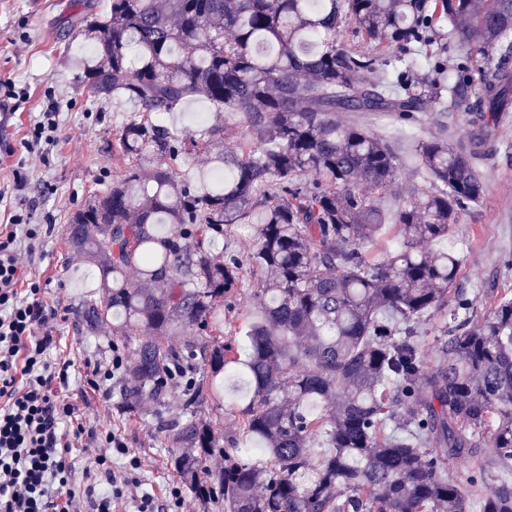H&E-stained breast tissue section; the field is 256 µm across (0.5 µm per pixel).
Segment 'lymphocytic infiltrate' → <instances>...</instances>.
Returning <instances> with one entry per match:
<instances>
[{
  "instance_id": "f902f5d3",
  "label": "lymphocytic infiltrate",
  "mask_w": 512,
  "mask_h": 512,
  "mask_svg": "<svg viewBox=\"0 0 512 512\" xmlns=\"http://www.w3.org/2000/svg\"><path fill=\"white\" fill-rule=\"evenodd\" d=\"M58 130V103L49 93L21 145L28 155L46 156L59 142ZM28 190L27 175L15 172L12 196L0 208V512H115L129 498L137 512H159L154 496L140 489L139 463L127 458L124 441L88 431L67 396L73 361L46 355L58 311L45 302L46 283L20 259V242L39 236L24 206ZM91 447L105 485L81 491L72 457ZM119 457L125 464L117 473Z\"/></svg>"
}]
</instances>
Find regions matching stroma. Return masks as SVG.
Wrapping results in <instances>:
<instances>
[{"label":"stroma","instance_id":"35a3bbf8","mask_svg":"<svg viewBox=\"0 0 512 512\" xmlns=\"http://www.w3.org/2000/svg\"><path fill=\"white\" fill-rule=\"evenodd\" d=\"M106 2L0 0V82L13 80L28 92L16 119L0 126V142L19 147L30 118L42 108L45 92L55 95L61 112L58 145L46 160H30L26 168L31 183L26 206L32 223L41 227L32 272L47 282V303L62 314L55 325L56 346L51 354L75 363L68 394L75 399L83 422L93 430L120 435L129 456L140 462L143 490L154 496L160 512H169V488L181 481L174 462L182 449L159 432L149 410L121 399L119 379L103 382L98 390L87 384V363H107L113 348L135 345L139 337L113 336L108 324L96 333H86L81 310L87 303L102 301L105 294L97 268L70 251L66 240L70 216L125 172L124 161L113 153V142L134 107L126 102L92 101L73 65L74 59L93 51L92 45L77 35L81 16L104 12ZM336 120L344 125L363 124L389 141L397 158L398 176L377 199L390 215L416 189L428 184L415 153L419 140L443 131L454 144L466 141L465 114L440 111L434 103L411 120L396 112H340ZM479 174L482 201L462 213L449 238L432 241L431 247L437 251L451 248L462 257L457 287L486 303L497 294L512 291V154L484 161ZM46 182L53 185V193H43ZM240 276L246 287L224 314V340L235 347L243 346L249 324L259 318L251 290L259 285L261 276L248 264L243 265ZM223 394V402L203 404L199 417L215 421L217 439L245 449L246 462L263 463V456L253 451V438L238 423V407L249 399L246 388L228 374Z\"/></svg>","mask_w":512,"mask_h":512}]
</instances>
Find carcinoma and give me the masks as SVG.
I'll return each instance as SVG.
<instances>
[{"label":"carcinoma","instance_id":"cac0c4a2","mask_svg":"<svg viewBox=\"0 0 512 512\" xmlns=\"http://www.w3.org/2000/svg\"><path fill=\"white\" fill-rule=\"evenodd\" d=\"M350 22L368 49L338 41ZM445 22L479 67L414 74L419 58L438 55ZM79 35L99 49L82 67L88 95L136 107L114 144L128 174L68 227L105 291L82 310L86 331L110 321L144 335L123 399L159 408L168 381L197 359L213 380L236 363L216 315L243 288V259L217 261L205 243L226 224H252L257 236L248 261L262 274L252 293L262 317L247 331L252 395L238 413L267 462L219 444L197 418L207 393L193 380L183 418L155 413L185 448L175 462L185 484L225 512H468L467 487L481 512H512V481L494 471L512 466V293L474 319L455 288L460 258L424 247L480 202L477 162L500 152L488 130L512 112V0H110ZM432 95L472 115L474 149L443 134L420 141L431 184L390 218L373 197L397 177L387 140L336 113L408 116ZM191 98L220 116L179 135L162 118ZM228 116L245 127L232 153L221 149ZM200 152L224 182L201 189L181 175L183 157ZM389 219L402 247L364 252ZM438 313L447 322L428 371L417 336ZM183 325L201 335L176 347L168 336ZM312 398L324 404L316 417L303 409ZM318 437L329 451L316 457ZM487 437L494 465L445 472L483 454ZM216 452L224 471L205 484L202 462Z\"/></svg>","mask_w":512,"mask_h":512}]
</instances>
